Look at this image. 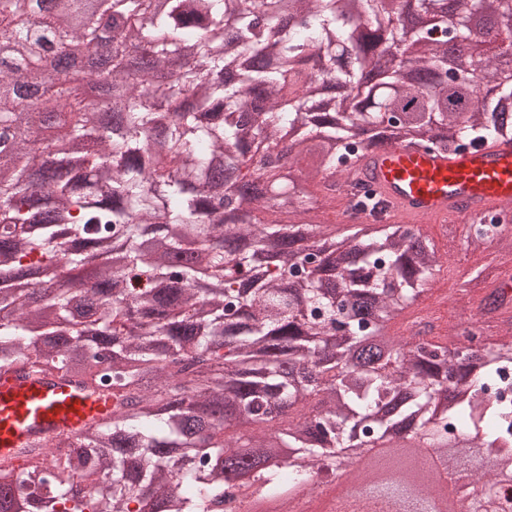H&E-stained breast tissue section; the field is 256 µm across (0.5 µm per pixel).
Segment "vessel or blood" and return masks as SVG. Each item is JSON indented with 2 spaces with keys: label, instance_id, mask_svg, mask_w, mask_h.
<instances>
[{
  "label": "vessel or blood",
  "instance_id": "vessel-or-blood-1",
  "mask_svg": "<svg viewBox=\"0 0 512 512\" xmlns=\"http://www.w3.org/2000/svg\"><path fill=\"white\" fill-rule=\"evenodd\" d=\"M356 178L373 185L403 224H444L512 201V141L459 151L396 143L370 153ZM108 398L66 381L39 376L0 379V458L16 456L34 439L77 433L109 414Z\"/></svg>",
  "mask_w": 512,
  "mask_h": 512
}]
</instances>
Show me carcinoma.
I'll use <instances>...</instances> for the list:
<instances>
[{
    "mask_svg": "<svg viewBox=\"0 0 512 512\" xmlns=\"http://www.w3.org/2000/svg\"><path fill=\"white\" fill-rule=\"evenodd\" d=\"M0 15V47L33 53L32 29L60 54L107 40L97 81L115 94L88 104L57 72L39 74L42 111L68 126L76 163L48 179L43 127L0 68V377L60 378L112 400L81 434L35 440L18 468L0 459V512H61L75 478L97 512H123L153 486L164 512H216L233 482L293 512L290 491L351 474L358 458L410 433L442 466L463 468L477 493L512 475V287L497 276L479 299L459 288L471 325L424 324L385 336L439 274L443 256L409 224H347L386 205L357 164L397 142L445 150L512 139V70L480 45L477 11L512 49V0H419L410 33L404 0H58ZM381 71L378 83L362 81ZM280 190L255 215V193ZM465 225L467 246L508 242L499 215ZM122 243L96 266L98 298L66 283L90 251ZM168 258L145 261L142 248ZM66 269L46 297L15 280ZM275 438L288 464L252 460Z\"/></svg>",
    "mask_w": 512,
    "mask_h": 512,
    "instance_id": "1",
    "label": "carcinoma"
}]
</instances>
